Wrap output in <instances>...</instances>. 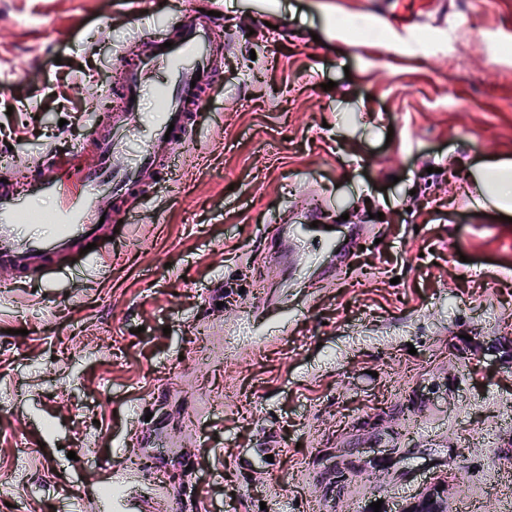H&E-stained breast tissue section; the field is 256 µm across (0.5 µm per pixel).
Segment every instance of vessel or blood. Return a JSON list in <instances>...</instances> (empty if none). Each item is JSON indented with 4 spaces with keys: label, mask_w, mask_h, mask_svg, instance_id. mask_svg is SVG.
Listing matches in <instances>:
<instances>
[{
    "label": "vessel or blood",
    "mask_w": 512,
    "mask_h": 512,
    "mask_svg": "<svg viewBox=\"0 0 512 512\" xmlns=\"http://www.w3.org/2000/svg\"><path fill=\"white\" fill-rule=\"evenodd\" d=\"M215 22V17L188 11L183 24L166 26L148 39L138 63L118 56L124 72L120 107L78 146L49 151L24 187L0 182V267L15 281L53 273L60 258L80 255L86 247L92 256H102L111 245L113 224L131 223L128 200L155 189L158 178L168 175L222 71L224 50L212 38ZM159 72L166 79L155 83L160 108L150 138L141 151L129 154L137 97ZM89 155L94 158L90 165L85 162ZM46 198L55 200L53 211L41 210ZM24 219L53 224L55 232L46 239L24 236L19 229Z\"/></svg>",
    "instance_id": "b4317fda"
}]
</instances>
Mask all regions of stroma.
Masks as SVG:
<instances>
[{
  "label": "stroma",
  "instance_id": "1",
  "mask_svg": "<svg viewBox=\"0 0 512 512\" xmlns=\"http://www.w3.org/2000/svg\"><path fill=\"white\" fill-rule=\"evenodd\" d=\"M215 4L209 108L111 257L0 269V512H512V222L473 179L512 162V0H0L1 171Z\"/></svg>",
  "mask_w": 512,
  "mask_h": 512
}]
</instances>
